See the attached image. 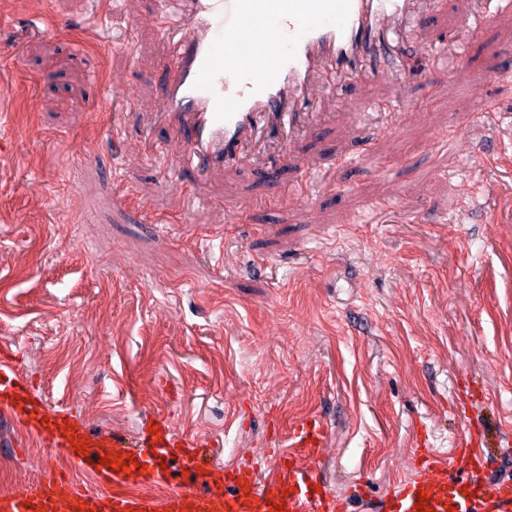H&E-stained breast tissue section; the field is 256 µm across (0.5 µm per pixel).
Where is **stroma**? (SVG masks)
Masks as SVG:
<instances>
[{
	"label": "stroma",
	"mask_w": 512,
	"mask_h": 512,
	"mask_svg": "<svg viewBox=\"0 0 512 512\" xmlns=\"http://www.w3.org/2000/svg\"><path fill=\"white\" fill-rule=\"evenodd\" d=\"M120 3L90 31L95 0H0V352L23 380L91 437L136 438L158 413L223 467L275 465L289 427L318 417L316 467L350 512L413 475L420 442L445 456L469 429L511 471L512 8L474 31L479 0H437L403 95L345 79L313 135L200 176L148 111L174 12ZM457 47L465 83L434 80L425 49ZM116 75L134 92L118 115ZM312 169L330 188L309 208L293 188ZM50 462L66 466L24 416L0 421V491Z\"/></svg>",
	"instance_id": "1"
}]
</instances>
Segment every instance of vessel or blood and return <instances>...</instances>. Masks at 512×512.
I'll return each instance as SVG.
<instances>
[{
    "mask_svg": "<svg viewBox=\"0 0 512 512\" xmlns=\"http://www.w3.org/2000/svg\"><path fill=\"white\" fill-rule=\"evenodd\" d=\"M180 18L164 44L173 58L160 89V113L174 130V161L203 174L251 159L276 131L296 139L311 132L316 108L344 75L382 77L402 85L403 72L373 69L376 38L400 27L414 0H175ZM23 389L16 367L0 360V412L17 409ZM31 424L53 453L83 467L109 453H128L144 466L134 475L99 466L96 476L112 486L102 493L45 471L34 487L0 493V512H344L312 462L319 457L324 424L306 419L290 430L275 467L244 461L224 472L223 490L204 475L209 462L200 444L175 438L165 420L157 433L142 432L138 448L119 435L93 440L86 455L72 439L63 412L46 408ZM415 477L379 499L380 512H416L417 492L429 496L430 512H512V479H489V453L481 436L467 431L456 453L441 458L417 449ZM187 470L185 482L167 486L163 498L149 493L163 481L162 463Z\"/></svg>",
    "mask_w": 512,
    "mask_h": 512,
    "instance_id": "1",
    "label": "vessel or blood"
}]
</instances>
